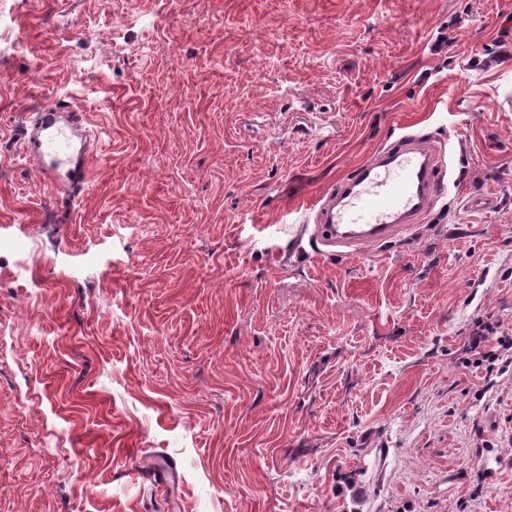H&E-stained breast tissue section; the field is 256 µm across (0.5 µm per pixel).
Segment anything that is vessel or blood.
<instances>
[{"label": "vessel or blood", "instance_id": "1", "mask_svg": "<svg viewBox=\"0 0 512 512\" xmlns=\"http://www.w3.org/2000/svg\"><path fill=\"white\" fill-rule=\"evenodd\" d=\"M40 138L28 151L30 160L48 161L53 171L86 177L97 150L82 113L68 124L58 112L38 114ZM444 159L432 143L409 138L377 152L353 180L325 194L315 213L318 238L336 245L375 243L415 223L433 205L443 187Z\"/></svg>", "mask_w": 512, "mask_h": 512}]
</instances>
